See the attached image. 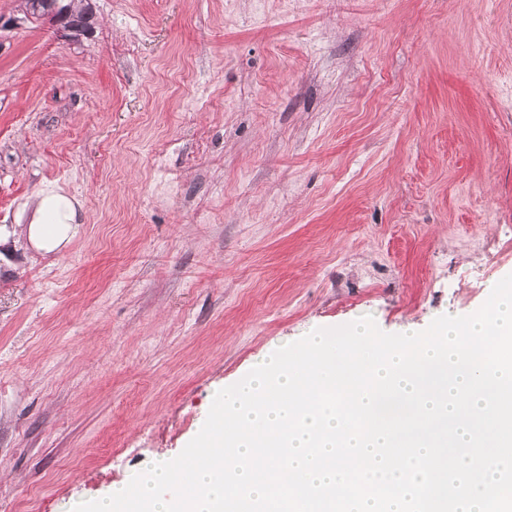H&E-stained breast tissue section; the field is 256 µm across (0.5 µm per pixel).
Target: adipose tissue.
<instances>
[{
	"mask_svg": "<svg viewBox=\"0 0 512 512\" xmlns=\"http://www.w3.org/2000/svg\"><path fill=\"white\" fill-rule=\"evenodd\" d=\"M78 222L75 200L64 193L43 192L36 198L28 238L36 249L51 252L71 240Z\"/></svg>",
	"mask_w": 512,
	"mask_h": 512,
	"instance_id": "obj_1",
	"label": "adipose tissue"
}]
</instances>
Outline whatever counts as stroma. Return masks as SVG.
<instances>
[{
	"instance_id": "1",
	"label": "stroma",
	"mask_w": 512,
	"mask_h": 512,
	"mask_svg": "<svg viewBox=\"0 0 512 512\" xmlns=\"http://www.w3.org/2000/svg\"><path fill=\"white\" fill-rule=\"evenodd\" d=\"M0 0V512H72L268 351L512 274V0ZM59 190L81 224L27 237ZM50 1L58 4L56 15L65 16L70 23L62 21L59 17L54 20L52 26L55 27L60 37L70 42H76L89 35V30L83 29H92L94 14L86 0H24L26 13L35 20L44 21L43 16L50 13L44 6V2ZM76 201L65 193L41 192L36 197L28 238L38 250L52 252L68 243L77 231Z\"/></svg>"
}]
</instances>
